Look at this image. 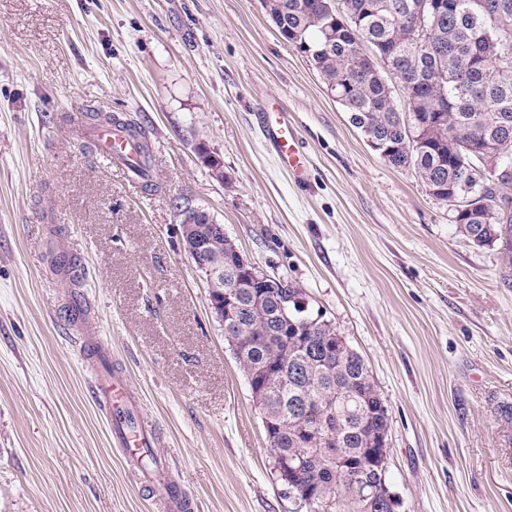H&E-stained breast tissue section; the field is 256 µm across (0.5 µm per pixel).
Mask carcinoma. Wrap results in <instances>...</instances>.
I'll return each instance as SVG.
<instances>
[{"label":"carcinoma","mask_w":512,"mask_h":512,"mask_svg":"<svg viewBox=\"0 0 512 512\" xmlns=\"http://www.w3.org/2000/svg\"><path fill=\"white\" fill-rule=\"evenodd\" d=\"M281 25L298 30L306 42L332 50L317 60L325 85L349 93L343 103L350 124L384 142L392 151L381 158L411 169L424 185L438 183L446 200L461 191L467 167L481 165L472 145L493 141L497 162L512 165V0H442L444 11L428 15V0H347L346 19L328 26L322 0H284ZM367 41L386 67L371 70L355 44ZM416 111H399V95ZM97 124H110L138 142L143 168L150 167L145 133L116 115L90 111ZM478 196L472 215L453 216L457 232L478 247L492 245L502 225L512 224V207L491 190ZM237 257L224 253V287L237 280ZM256 304L250 289H238L240 312L224 320V339L249 387L264 390L261 410L278 425L273 456H311L301 485L327 512H381L359 486L387 471L374 454L376 436L389 416L362 356L355 350L328 355L325 337L334 333L311 313L290 327L300 289L288 281ZM307 337L315 352L292 342ZM306 400L318 403L326 429L317 437L302 412Z\"/></svg>","instance_id":"cac0c4a2"}]
</instances>
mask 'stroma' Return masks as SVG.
<instances>
[{
	"label": "stroma",
	"mask_w": 512,
	"mask_h": 512,
	"mask_svg": "<svg viewBox=\"0 0 512 512\" xmlns=\"http://www.w3.org/2000/svg\"><path fill=\"white\" fill-rule=\"evenodd\" d=\"M92 110L145 132L157 192L95 155ZM279 111L301 184L265 137ZM187 204L363 357L399 512H512V235L458 234L259 0H0V512H180L170 481L195 512H305L183 249ZM74 295L157 438L153 487L110 445Z\"/></svg>",
	"instance_id": "stroma-1"
}]
</instances>
